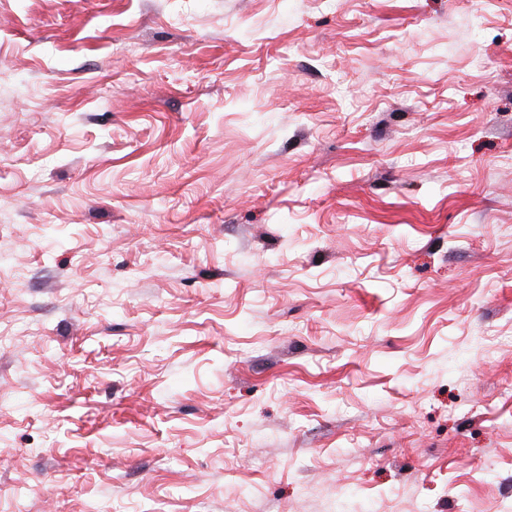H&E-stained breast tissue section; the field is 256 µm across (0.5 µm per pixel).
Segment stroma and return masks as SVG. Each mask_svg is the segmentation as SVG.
Returning <instances> with one entry per match:
<instances>
[{
  "label": "stroma",
  "instance_id": "obj_1",
  "mask_svg": "<svg viewBox=\"0 0 512 512\" xmlns=\"http://www.w3.org/2000/svg\"><path fill=\"white\" fill-rule=\"evenodd\" d=\"M0 512H512V0H0Z\"/></svg>",
  "mask_w": 512,
  "mask_h": 512
}]
</instances>
